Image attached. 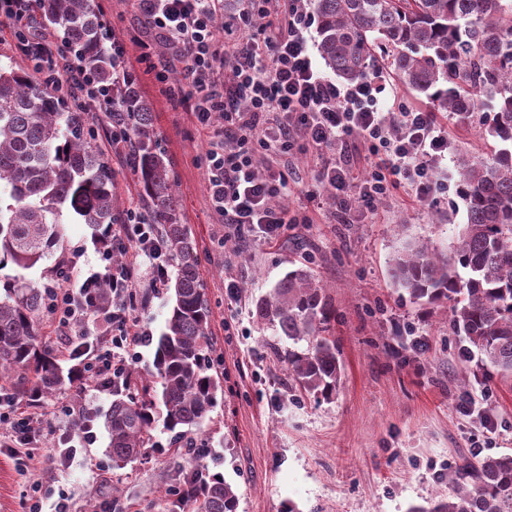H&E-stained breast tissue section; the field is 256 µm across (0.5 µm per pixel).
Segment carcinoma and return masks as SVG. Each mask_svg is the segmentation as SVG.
I'll return each mask as SVG.
<instances>
[{
	"label": "carcinoma",
	"instance_id": "carcinoma-1",
	"mask_svg": "<svg viewBox=\"0 0 512 512\" xmlns=\"http://www.w3.org/2000/svg\"><path fill=\"white\" fill-rule=\"evenodd\" d=\"M36 8L76 63L112 88L107 124L128 135L121 152L173 268L151 380L113 390L105 414L108 449L119 468L154 447L155 416L182 443L214 406L220 377L209 362L208 285L153 105L137 80L120 77L97 0H38ZM313 9L317 50L337 77L351 82L381 67L460 125L484 115L485 136L501 145L460 167L467 222L456 242L448 249L404 243L391 260V277L413 300L448 305L450 326L482 363L512 377V0H313ZM85 125L84 112L33 71L0 64V268L11 262L27 270L63 252L64 208L95 230L125 222L111 162L85 138ZM4 288L0 380L23 397L47 396L71 375L42 343L43 286L18 276ZM257 311L286 339L310 343L304 352L288 351L293 381L309 394L332 396L341 368L336 343L322 332L333 312L311 270L290 271ZM181 475L175 506L237 512L239 496L223 477L203 468ZM449 484L453 500L410 512H512V455L465 462Z\"/></svg>",
	"mask_w": 512,
	"mask_h": 512
}]
</instances>
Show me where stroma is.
<instances>
[{"label": "stroma", "instance_id": "obj_1", "mask_svg": "<svg viewBox=\"0 0 512 512\" xmlns=\"http://www.w3.org/2000/svg\"><path fill=\"white\" fill-rule=\"evenodd\" d=\"M105 25L123 45V60L141 72L152 100L161 145L173 158L183 217L198 240L211 306L209 336L224 371L217 404L199 436L203 454L172 462V435L156 427V445L117 469L108 453L104 414L111 390L78 380L44 398L47 424L39 437L46 455L77 436L82 421L97 435L65 467L21 470L0 447V512H18L19 494L39 483L52 512L66 500L70 512H170L168 488L180 469L205 468L223 476L239 496L238 512H408L410 506L451 499L448 474L462 460L512 454V378L483 367L463 337L448 326L446 307L413 301L392 283L390 264L408 239L444 247L466 213L457 193L459 160L481 156L478 128L448 114V154L436 177L446 187L426 203L405 189L334 219L336 204L317 180L310 155L283 160L292 186L282 208L308 212L307 224L285 226L277 241L257 233L225 238L208 198L206 137L191 113L178 108L154 73L146 72L135 43L149 39L135 0H101ZM85 135L111 156L117 206L136 199L137 177L108 142L103 114L88 111ZM67 253L77 254L71 286L101 271V236L63 214ZM309 266L336 313L329 336L342 367L335 393L315 398L295 386L284 353L288 340L261 320L256 303L286 274ZM169 310L166 292L139 288L133 315L138 328L159 335Z\"/></svg>", "mask_w": 512, "mask_h": 512}]
</instances>
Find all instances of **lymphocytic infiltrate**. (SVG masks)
I'll use <instances>...</instances> for the list:
<instances>
[{
    "label": "lymphocytic infiltrate",
    "mask_w": 512,
    "mask_h": 512,
    "mask_svg": "<svg viewBox=\"0 0 512 512\" xmlns=\"http://www.w3.org/2000/svg\"><path fill=\"white\" fill-rule=\"evenodd\" d=\"M35 0H0V18L14 31L24 52H37L46 80L77 102L93 100L109 111L108 94L91 93V76L74 67L49 29L31 31ZM150 17L154 41L138 44L139 60L152 65L155 40L178 48L183 56V81L168 87L169 96L192 112L207 137L205 156L209 200L225 228L240 232L257 227L264 240L279 237L284 225L310 223L309 215L274 209V198L288 194V177L280 166L283 155L296 149L312 151L318 181L336 199L341 215L352 208L370 207L400 185H407L416 201H427L440 188L436 162L448 149V134L434 113L406 104L382 74L352 83L325 78L316 68L305 34L313 23L302 0H249L251 9L232 17L224 14V0H137ZM262 19L255 27L254 19ZM235 30L234 38L217 37L218 28ZM392 102L398 133H391L381 98ZM367 149L370 168L362 183L352 175V138ZM264 154L265 172H258L257 154ZM130 252L128 264H114L115 250ZM102 272L92 273L79 287L60 283L45 288L48 318L56 337L71 347L74 330L97 315L105 344L86 352L81 378L102 385L124 384L139 332L131 311L137 295L138 267H146L153 287L168 276L167 260L153 224L141 217L113 227L99 252ZM112 281V302L95 306L101 277ZM12 423L4 442L13 448L19 468L34 470L54 462L67 464L78 447L62 448L46 458L31 440L42 429L43 415L33 401L9 399L0 421Z\"/></svg>",
    "instance_id": "1"
}]
</instances>
